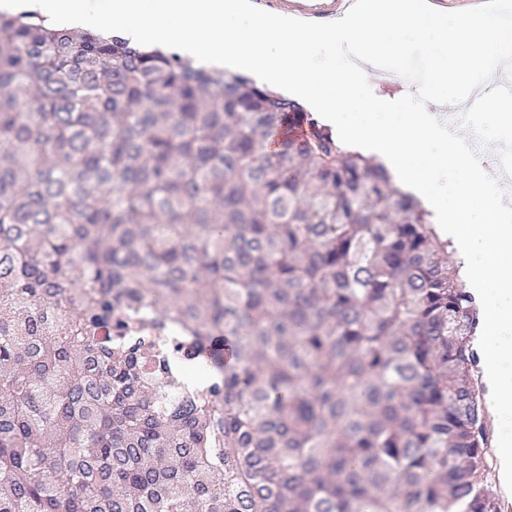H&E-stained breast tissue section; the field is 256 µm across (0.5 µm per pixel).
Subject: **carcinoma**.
Instances as JSON below:
<instances>
[{"label":"carcinoma","mask_w":512,"mask_h":512,"mask_svg":"<svg viewBox=\"0 0 512 512\" xmlns=\"http://www.w3.org/2000/svg\"><path fill=\"white\" fill-rule=\"evenodd\" d=\"M479 324L296 100L0 14V512H500Z\"/></svg>","instance_id":"obj_1"}]
</instances>
